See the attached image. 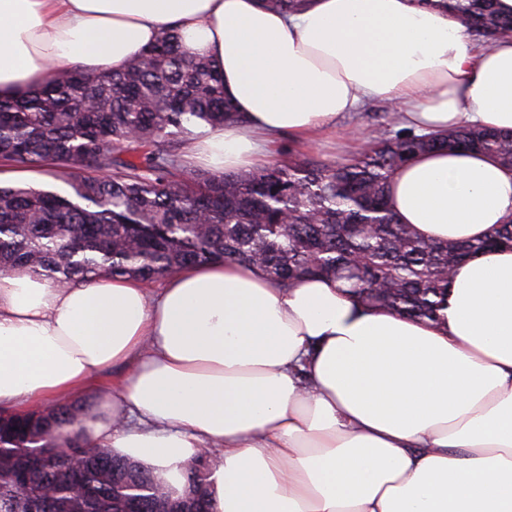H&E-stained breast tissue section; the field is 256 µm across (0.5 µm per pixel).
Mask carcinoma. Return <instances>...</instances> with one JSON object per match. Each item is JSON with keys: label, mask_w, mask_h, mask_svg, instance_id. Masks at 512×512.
<instances>
[{"label": "carcinoma", "mask_w": 512, "mask_h": 512, "mask_svg": "<svg viewBox=\"0 0 512 512\" xmlns=\"http://www.w3.org/2000/svg\"><path fill=\"white\" fill-rule=\"evenodd\" d=\"M465 32L512 37L495 0H445ZM224 78L181 49L176 31L105 72L52 64L35 91L0 99V159L51 167L62 190L0 187V275L29 270L56 285L102 275L151 281L234 261L277 286L325 276L368 308L433 320L456 265L512 245V221L483 240L438 243L386 205L391 174L436 146L471 148L512 167V138L460 129L369 136L346 163L315 160L236 173L184 165L196 129L240 127ZM83 406L0 413V512H209L207 466L187 465L188 498L167 497L149 470L90 448Z\"/></svg>", "instance_id": "carcinoma-1"}]
</instances>
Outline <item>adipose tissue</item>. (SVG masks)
Listing matches in <instances>:
<instances>
[{"instance_id":"adipose-tissue-1","label":"adipose tissue","mask_w":512,"mask_h":512,"mask_svg":"<svg viewBox=\"0 0 512 512\" xmlns=\"http://www.w3.org/2000/svg\"><path fill=\"white\" fill-rule=\"evenodd\" d=\"M177 28L214 60L240 128L205 130L190 157L249 170L281 139L335 132L381 102L414 133L512 135V38L470 40L442 0H0V99L49 62L122 67ZM388 203L431 241L512 220V171L458 149L415 154ZM127 372L105 384L109 369ZM93 391L94 447L147 467L175 494L212 460V512H512V247L455 267L437 321L369 309L339 282L272 284L258 268H185L63 286L0 275V408Z\"/></svg>"}]
</instances>
